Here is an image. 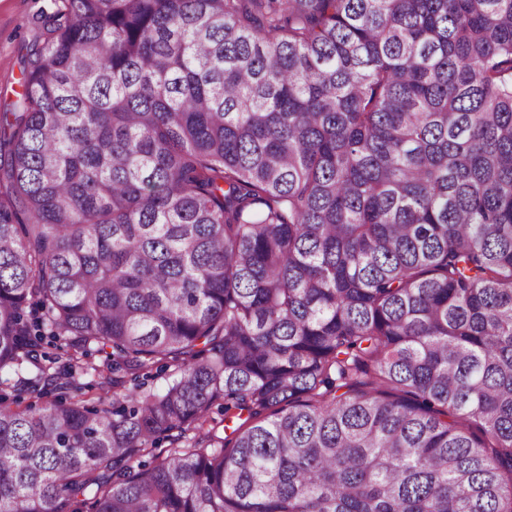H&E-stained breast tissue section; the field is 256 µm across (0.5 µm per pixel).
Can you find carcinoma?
Returning <instances> with one entry per match:
<instances>
[{
    "instance_id": "cac0c4a2",
    "label": "carcinoma",
    "mask_w": 512,
    "mask_h": 512,
    "mask_svg": "<svg viewBox=\"0 0 512 512\" xmlns=\"http://www.w3.org/2000/svg\"><path fill=\"white\" fill-rule=\"evenodd\" d=\"M21 73L0 512H512V0H62ZM97 368V372L87 375L76 373V379L83 387L76 393L77 399H81L88 404H97L99 402H112V365L104 363L103 359L95 355L89 358Z\"/></svg>"
}]
</instances>
